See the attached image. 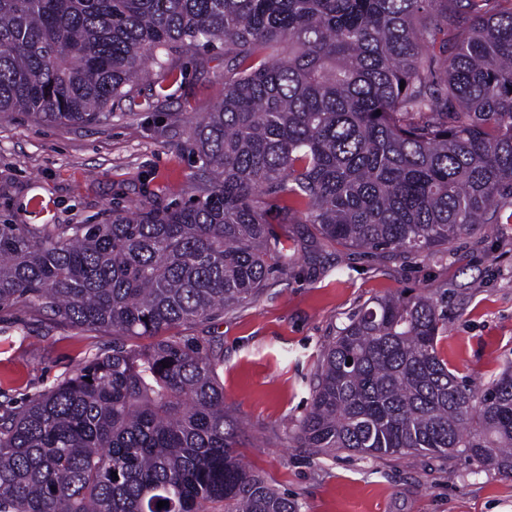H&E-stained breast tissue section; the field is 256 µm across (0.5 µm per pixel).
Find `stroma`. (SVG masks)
<instances>
[{"label": "stroma", "mask_w": 512, "mask_h": 512, "mask_svg": "<svg viewBox=\"0 0 512 512\" xmlns=\"http://www.w3.org/2000/svg\"><path fill=\"white\" fill-rule=\"evenodd\" d=\"M178 81H140L110 120L0 121V220L97 224L116 204L148 208L193 192L186 145L224 86V52L175 60ZM287 275L251 303L174 335L220 348L224 403L241 423L237 453L302 512H512V476L463 455L316 454L295 435L328 342L361 306L429 293L447 320L437 349L459 379L491 382L512 363V223L490 224L410 258L365 253L293 224ZM116 336L51 319L29 303L0 308V415L20 411Z\"/></svg>", "instance_id": "obj_1"}]
</instances>
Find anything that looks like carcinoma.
Listing matches in <instances>:
<instances>
[{
    "instance_id": "cac0c4a2",
    "label": "carcinoma",
    "mask_w": 512,
    "mask_h": 512,
    "mask_svg": "<svg viewBox=\"0 0 512 512\" xmlns=\"http://www.w3.org/2000/svg\"><path fill=\"white\" fill-rule=\"evenodd\" d=\"M218 44L194 194L103 224H0V307L157 336L288 274L274 224L301 208L328 241L398 254L512 220V0H0V118L107 120L151 68L177 80L168 56ZM444 332L432 295L362 307L325 347L299 446L512 473V363L466 384ZM223 362L176 336L115 342L0 416V512H301L236 455Z\"/></svg>"
}]
</instances>
